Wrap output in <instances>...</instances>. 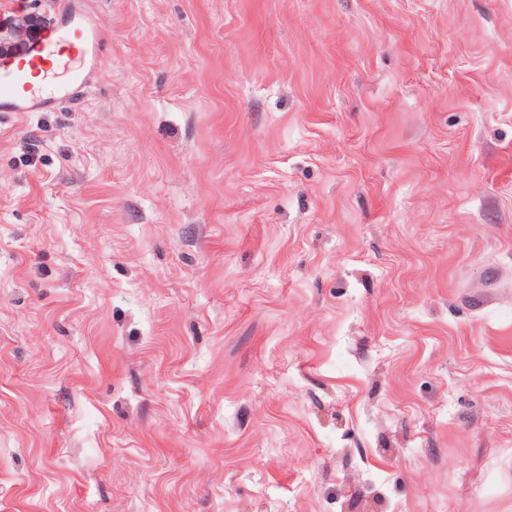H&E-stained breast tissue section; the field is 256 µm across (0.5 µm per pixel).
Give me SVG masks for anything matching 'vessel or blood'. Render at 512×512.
<instances>
[{
    "label": "vessel or blood",
    "instance_id": "b4317fda",
    "mask_svg": "<svg viewBox=\"0 0 512 512\" xmlns=\"http://www.w3.org/2000/svg\"><path fill=\"white\" fill-rule=\"evenodd\" d=\"M64 30L48 31L33 46L17 54L0 56V112H53L58 108L55 97L34 93L28 80L29 63L66 53L74 44L93 42L94 59L89 67L73 71L70 95L82 99L97 80L104 53V39L89 17H78L72 0H59Z\"/></svg>",
    "mask_w": 512,
    "mask_h": 512
}]
</instances>
